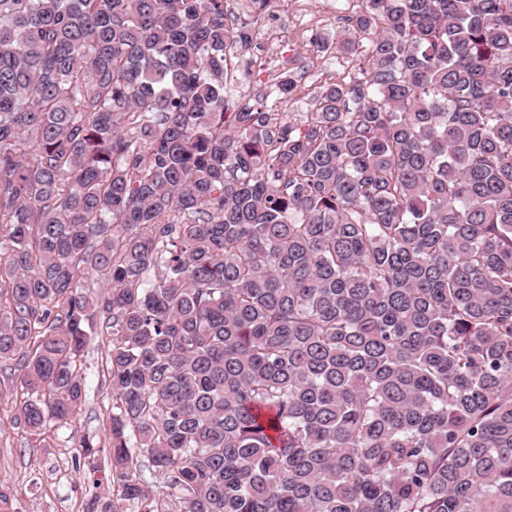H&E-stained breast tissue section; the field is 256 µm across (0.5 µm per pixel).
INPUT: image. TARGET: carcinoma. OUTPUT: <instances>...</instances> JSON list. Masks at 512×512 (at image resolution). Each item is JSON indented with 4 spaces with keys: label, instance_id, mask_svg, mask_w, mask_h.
<instances>
[{
    "label": "carcinoma",
    "instance_id": "1",
    "mask_svg": "<svg viewBox=\"0 0 512 512\" xmlns=\"http://www.w3.org/2000/svg\"><path fill=\"white\" fill-rule=\"evenodd\" d=\"M347 22L367 67L297 124L224 99V0H0L16 422L106 331L134 512H512V0Z\"/></svg>",
    "mask_w": 512,
    "mask_h": 512
}]
</instances>
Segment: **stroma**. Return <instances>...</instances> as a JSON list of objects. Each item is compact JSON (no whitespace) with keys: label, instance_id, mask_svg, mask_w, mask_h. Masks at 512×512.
Here are the masks:
<instances>
[{"label":"stroma","instance_id":"1","mask_svg":"<svg viewBox=\"0 0 512 512\" xmlns=\"http://www.w3.org/2000/svg\"><path fill=\"white\" fill-rule=\"evenodd\" d=\"M312 21L330 43L324 52L312 51L299 42L284 40L277 52L259 59L267 30L266 12L255 11L250 0H224L228 21L247 23L252 38L248 47L235 51L229 60L232 82L224 89L231 102L264 100L275 111L302 121L322 86L348 80L364 63L369 34L344 29L331 22L340 13L341 0H306ZM351 41L350 50L340 41ZM291 72L296 87L289 96L278 92L276 75ZM111 345L103 336L90 337L77 365L85 393L73 418L51 424L44 437L27 433L15 422L22 400L14 361L0 360V490L7 494L0 512H99L114 491L112 470L106 459L112 396L105 384ZM92 439L97 453L82 457L79 442Z\"/></svg>","mask_w":512,"mask_h":512}]
</instances>
